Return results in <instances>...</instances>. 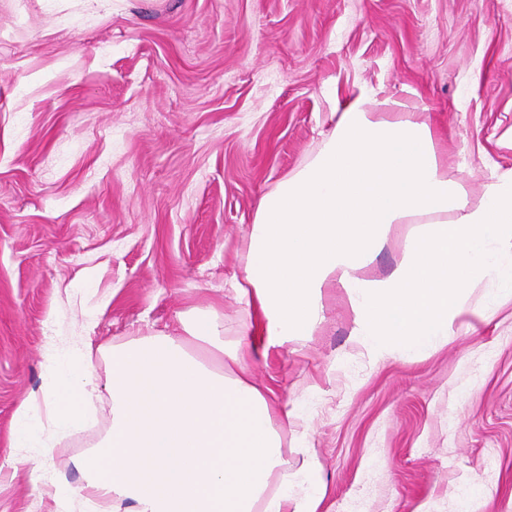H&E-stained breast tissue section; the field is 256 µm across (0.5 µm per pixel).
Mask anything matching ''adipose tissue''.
I'll use <instances>...</instances> for the list:
<instances>
[{"label":"adipose tissue","mask_w":512,"mask_h":512,"mask_svg":"<svg viewBox=\"0 0 512 512\" xmlns=\"http://www.w3.org/2000/svg\"><path fill=\"white\" fill-rule=\"evenodd\" d=\"M364 98L330 112L319 151L259 200L245 229L238 297L262 315L232 348L212 310L180 316L171 333L152 327L112 351V425L81 460L89 478L72 492L61 472L50 512L74 498L111 512H321V463L303 448L291 466L282 434L294 413L256 384L251 365L271 347L312 335L324 299L341 290L355 350L373 364L424 357L462 319L483 322L512 301V170L470 205L444 174L427 122L376 117ZM406 225L400 258L367 271ZM489 282L491 303L472 302ZM90 371L61 375L50 400L53 431L92 420Z\"/></svg>","instance_id":"adipose-tissue-1"}]
</instances>
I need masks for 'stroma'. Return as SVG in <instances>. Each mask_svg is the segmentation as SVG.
Returning <instances> with one entry per match:
<instances>
[{
    "label": "stroma",
    "instance_id": "stroma-1",
    "mask_svg": "<svg viewBox=\"0 0 512 512\" xmlns=\"http://www.w3.org/2000/svg\"><path fill=\"white\" fill-rule=\"evenodd\" d=\"M432 124L470 203L512 169V0H0V512H48L17 410L53 362L91 368L145 326L211 309L233 345L234 290L260 197L319 149L335 103ZM343 294L319 329L252 366L302 412L325 512H512V304L420 360L351 351ZM91 363L78 350L84 336ZM58 439L55 468L112 423Z\"/></svg>",
    "mask_w": 512,
    "mask_h": 512
}]
</instances>
